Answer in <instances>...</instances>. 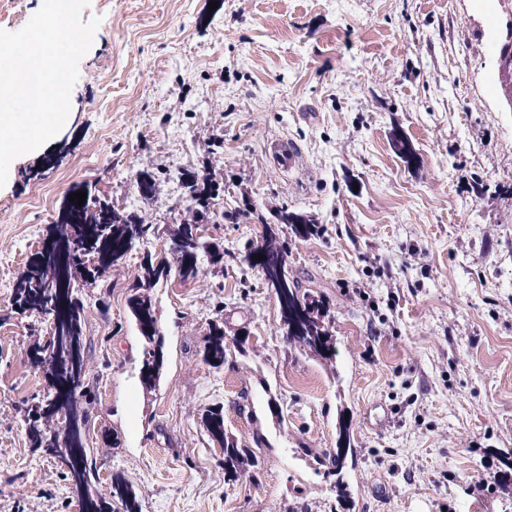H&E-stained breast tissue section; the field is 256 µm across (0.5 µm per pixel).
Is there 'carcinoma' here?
<instances>
[{
	"instance_id": "obj_1",
	"label": "carcinoma",
	"mask_w": 512,
	"mask_h": 512,
	"mask_svg": "<svg viewBox=\"0 0 512 512\" xmlns=\"http://www.w3.org/2000/svg\"><path fill=\"white\" fill-rule=\"evenodd\" d=\"M495 84L502 97L512 96V62L496 72ZM181 178L189 189L188 211L191 218L171 231L172 239L179 247L177 266L155 258L149 252L145 253L134 294L129 299L132 316L144 339L140 381L150 390L156 388L160 381L164 358L158 315L147 291L168 280L173 271L183 281L199 278L202 275L199 264L202 253L209 255L213 264H224V249L206 241L200 234L201 226L209 223L215 213L219 189L216 173L208 169L188 170L181 173ZM156 181L157 175L146 171L139 173L136 179L141 194L146 198L155 194ZM66 212V220H56L52 224L53 233L61 240L66 253L65 288H56V265L35 258L19 273L14 289L13 306L17 307V313H34L49 322H57L55 334L36 341L29 351L32 365L38 369L42 368L43 356L48 352L58 359V365L54 371L45 374L50 391L37 404L25 410L28 436L33 448L56 456L70 478L79 480L86 504L84 512H112L114 498L121 502L124 512H139L136 490L118 475L112 478L109 497L105 498L95 491L96 475L89 463L90 449L82 446L75 455L61 453L59 447L63 438L55 434L52 428L63 409H79L84 423L90 421L89 412L80 401L89 374L83 337L85 302L79 294L80 289L110 287L106 274L112 266L143 245L149 237L159 235L160 229L155 224L144 223L137 214L119 213L106 198L90 193L80 206L75 201L67 203ZM276 220L291 227L300 238L312 234L314 222L302 213L281 211ZM259 254L264 259H257ZM247 259L260 268L286 264L285 252L276 245L271 230L260 244L249 247ZM324 317L317 295L293 283V287L288 289V311L281 312L286 336L297 346L329 359L333 341ZM226 355L224 327L217 325L210 331L206 361L219 368L224 366ZM204 425L210 440L224 449V473L228 480H238L244 461L250 457L257 458V452L261 451L264 443L262 435L254 434V447H238L237 442L226 435L224 412L220 408L208 411ZM341 435L344 446L330 459L338 474L345 467L348 455L353 453L349 433L343 431Z\"/></svg>"
}]
</instances>
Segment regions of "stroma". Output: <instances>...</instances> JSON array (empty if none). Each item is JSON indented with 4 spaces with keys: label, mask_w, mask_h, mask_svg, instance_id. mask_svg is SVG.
Masks as SVG:
<instances>
[{
    "label": "stroma",
    "mask_w": 512,
    "mask_h": 512,
    "mask_svg": "<svg viewBox=\"0 0 512 512\" xmlns=\"http://www.w3.org/2000/svg\"><path fill=\"white\" fill-rule=\"evenodd\" d=\"M90 0L100 17L62 130L17 157L0 188V512H80L57 458L21 414L48 385L28 350L43 317L13 311L17 274L69 189L161 227L88 297L84 442L141 512H512V112L494 85L498 0ZM405 137L412 154L394 147ZM290 142L293 167L274 163ZM220 177L205 226L223 265L150 293L165 337L154 391L128 299L143 252L175 261L179 173ZM157 175L153 199L138 172ZM301 288L321 294L334 356L288 341L279 303L246 259L261 217ZM230 340L204 360L212 324ZM224 410L238 445L267 449L240 481L205 431ZM348 429L342 476L317 459ZM277 224H285L287 227L290 226L293 233L300 237L306 238L312 235V226H314L313 220L302 213L281 211L276 216Z\"/></svg>",
    "instance_id": "35a3bbf8"
}]
</instances>
